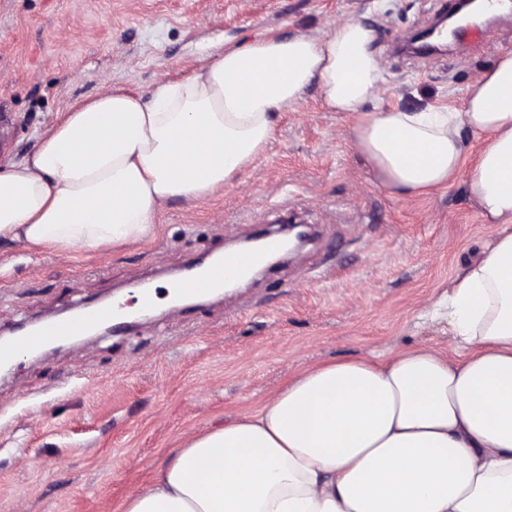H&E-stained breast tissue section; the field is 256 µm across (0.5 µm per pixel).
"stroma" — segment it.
<instances>
[{
	"label": "stroma",
	"mask_w": 512,
	"mask_h": 512,
	"mask_svg": "<svg viewBox=\"0 0 512 512\" xmlns=\"http://www.w3.org/2000/svg\"><path fill=\"white\" fill-rule=\"evenodd\" d=\"M436 0H0V110L13 119L0 166L21 161L67 107L107 87L140 92L186 75L218 48L270 33L319 36L367 18L386 106L460 109L470 79L512 51V14L481 25L480 46L394 51L428 26ZM305 211L321 233L232 295L173 308L126 333L23 354L0 377V512H118L177 448L222 426L306 366L432 344L421 319L498 231L448 188L402 196L380 184L345 113L317 88L282 109L243 174L206 198L170 202L144 241L67 253L0 246V330L184 270Z\"/></svg>",
	"instance_id": "35a3bbf8"
}]
</instances>
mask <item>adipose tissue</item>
<instances>
[{"instance_id":"ef3b65f1","label":"adipose tissue","mask_w":512,"mask_h":512,"mask_svg":"<svg viewBox=\"0 0 512 512\" xmlns=\"http://www.w3.org/2000/svg\"><path fill=\"white\" fill-rule=\"evenodd\" d=\"M372 23L219 50L149 93L72 103L20 163L0 168V241L70 252L137 242L170 199L247 170L275 114L317 85L352 120L380 182L422 195L464 175L499 231L428 312L429 345L301 370L259 407L190 437L121 512H512V52L462 111H366L383 62ZM481 137L469 158L466 135Z\"/></svg>"}]
</instances>
